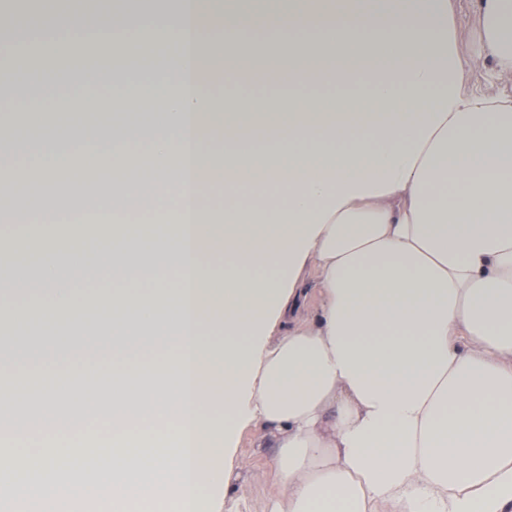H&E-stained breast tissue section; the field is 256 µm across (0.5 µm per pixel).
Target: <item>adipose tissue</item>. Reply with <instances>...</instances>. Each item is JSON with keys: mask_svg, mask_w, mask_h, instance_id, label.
<instances>
[{"mask_svg": "<svg viewBox=\"0 0 512 512\" xmlns=\"http://www.w3.org/2000/svg\"><path fill=\"white\" fill-rule=\"evenodd\" d=\"M79 2L30 27L108 21L115 68L97 66L91 43L72 50L84 78L120 93L89 111L130 113L152 96L124 69L152 43L170 49L165 108L81 158L70 144L95 132L43 110L26 142L43 163L24 179L0 171L7 226L69 228L42 249L39 278L9 272L0 291L33 298L9 317L76 309L80 279L117 283L111 321L6 358L67 385L38 391L32 411L0 398V428L21 437L0 457V506L60 512L91 493L112 512H223L248 434L275 451L269 512H512V95L467 89L450 0H179L151 28L133 25L144 0ZM471 3L482 50L512 72V0ZM217 25L223 43L205 41ZM255 26L288 35L286 49L254 53L243 35ZM262 70L350 94L219 111L217 85ZM133 142L147 174L126 164ZM103 178L108 197L53 206L59 182ZM247 181L266 188L251 206ZM218 186L223 212L197 208ZM137 213L173 234L123 231ZM129 282L146 289L133 296ZM91 367L111 397L69 386ZM90 421L112 430L104 455L47 451L49 426ZM158 437L171 450L144 447Z\"/></svg>", "mask_w": 512, "mask_h": 512, "instance_id": "adipose-tissue-1", "label": "adipose tissue"}]
</instances>
